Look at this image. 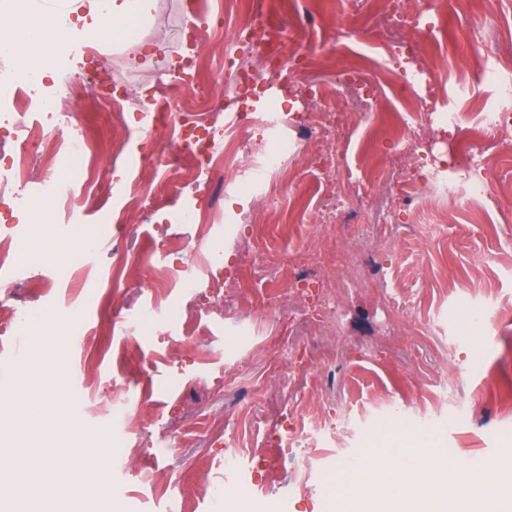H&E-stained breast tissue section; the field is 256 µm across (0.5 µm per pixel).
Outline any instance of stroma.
I'll return each instance as SVG.
<instances>
[{
  "label": "stroma",
  "mask_w": 512,
  "mask_h": 512,
  "mask_svg": "<svg viewBox=\"0 0 512 512\" xmlns=\"http://www.w3.org/2000/svg\"><path fill=\"white\" fill-rule=\"evenodd\" d=\"M482 7L443 0L440 15L418 20L435 29L423 62L439 70L442 104L423 126L389 79L390 46L410 34L391 0H243L235 10L225 0H152L131 35L81 49L43 79L52 95L88 74L126 85L132 101L117 155L111 113L87 91L70 101L97 144L96 184L73 215L60 201L51 208L54 224L104 226L85 272L49 258L27 209L0 198V239L26 259L16 287H0V367L41 336L22 320L51 308L66 322V395L86 398L84 430L112 439L114 512H333L339 467L381 452L399 429L416 448L501 461L492 484L512 475L503 455L512 448V227L497 222L499 197L473 196L475 176L439 170L449 113L478 127L484 113L512 108L501 92L512 68L489 75L469 62V18ZM255 8L306 54L316 96L302 103L276 85L248 98L251 110L287 115L286 127L252 139L271 151L281 135L300 133L301 150L259 187L243 175L227 192L206 181L169 189L168 166L131 161L173 137L163 125L148 137L138 103L159 89L168 104H194L180 75L197 70L200 90H213L223 109L210 133L234 144L239 101L221 71L228 42H192L189 26L233 28ZM352 21L365 38L337 39ZM372 100L384 111L374 134L361 118ZM334 110L351 116L336 134L339 181L359 185L358 212L304 135L309 113ZM397 126L430 141L429 166L454 193L447 223L421 224L396 208L405 195L426 203L403 178L411 160L398 152ZM214 259L224 263L219 284L205 273ZM299 261L311 274L296 286L256 272ZM324 275L339 287L337 309L321 298ZM136 311L141 319L128 323ZM296 357L306 364L299 374L285 364ZM295 428L310 434L306 448L289 449ZM292 457L310 468L290 482Z\"/></svg>",
  "instance_id": "35a3bbf8"
}]
</instances>
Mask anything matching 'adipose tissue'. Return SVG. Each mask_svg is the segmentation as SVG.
Listing matches in <instances>:
<instances>
[{
    "label": "adipose tissue",
    "mask_w": 512,
    "mask_h": 512,
    "mask_svg": "<svg viewBox=\"0 0 512 512\" xmlns=\"http://www.w3.org/2000/svg\"><path fill=\"white\" fill-rule=\"evenodd\" d=\"M61 8L44 15L39 25L17 33L0 34V52L15 57L24 73L37 78L52 75L66 61L74 45L100 37L102 31L127 33L150 8L151 0H84L82 13L72 14L70 0H60ZM108 12L111 23L101 29L100 14ZM438 480H430L420 453L398 449L382 457H370L360 464H349L337 476L349 494L350 505L359 512H373V500H391L394 512H422L424 503H433L432 512H481L475 502L457 494V487L484 481L490 463L470 459H436Z\"/></svg>",
    "instance_id": "obj_1"
}]
</instances>
